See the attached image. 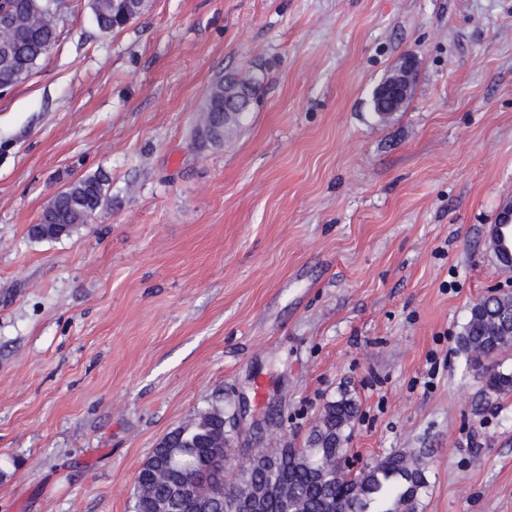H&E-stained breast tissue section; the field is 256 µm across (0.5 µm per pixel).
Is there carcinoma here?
Listing matches in <instances>:
<instances>
[{
    "label": "carcinoma",
    "mask_w": 512,
    "mask_h": 512,
    "mask_svg": "<svg viewBox=\"0 0 512 512\" xmlns=\"http://www.w3.org/2000/svg\"><path fill=\"white\" fill-rule=\"evenodd\" d=\"M146 0H88L96 23L114 30L120 14L141 15ZM56 23L15 11L12 27L0 31V43L13 45L15 69L0 68V90L25 80L53 48ZM260 84L258 76H231L208 91L194 129L201 147L221 146L244 120ZM106 177L80 178L59 191L31 228L36 239H59L90 223L105 202ZM460 344L467 365L498 393L512 392V370L489 367L484 361L512 349V294L480 300L470 309ZM356 415L354 400L346 395L327 403L309 447L284 456L278 448H259L241 461V492L272 477L271 461H278L279 478L285 480L281 497L266 512H414L418 495L426 488L427 462L420 457L390 455L353 480L336 468ZM164 445L154 449L140 469L129 506L130 512H226L224 495V405L209 402L196 410L185 425L169 432Z\"/></svg>",
    "instance_id": "cac0c4a2"
}]
</instances>
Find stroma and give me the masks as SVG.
Returning a JSON list of instances; mask_svg holds the SVG:
<instances>
[{
    "label": "stroma",
    "instance_id": "1",
    "mask_svg": "<svg viewBox=\"0 0 512 512\" xmlns=\"http://www.w3.org/2000/svg\"><path fill=\"white\" fill-rule=\"evenodd\" d=\"M58 38L0 91V512H129L197 408H247L237 453L308 447L352 397L347 456L430 457L417 512H512V393L459 337L512 293L491 228L512 201V0H148ZM413 55L382 120L379 83ZM261 90L223 146L210 86ZM107 177L72 235L30 228ZM262 399H255L256 385ZM259 84V77L251 74L227 77L209 89L194 129V139L200 147L224 144V139L244 120ZM226 105L228 112L238 114H230L224 119ZM106 177L95 174L80 178L59 191L31 228L36 239L69 236L83 224L90 223L105 202Z\"/></svg>",
    "mask_w": 512,
    "mask_h": 512
}]
</instances>
